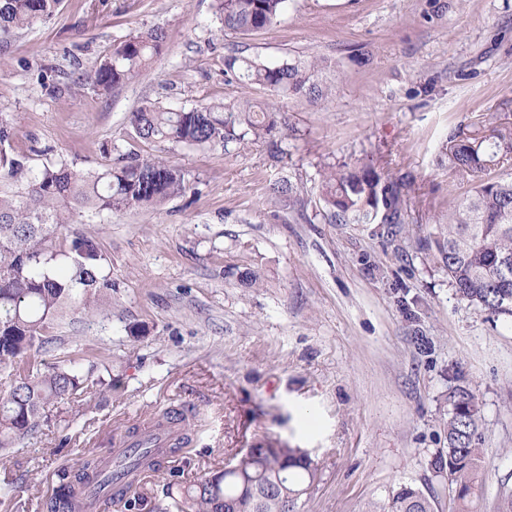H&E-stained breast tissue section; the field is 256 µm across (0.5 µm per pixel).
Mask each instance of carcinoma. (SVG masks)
I'll use <instances>...</instances> for the list:
<instances>
[{
  "label": "carcinoma",
  "instance_id": "cac0c4a2",
  "mask_svg": "<svg viewBox=\"0 0 512 512\" xmlns=\"http://www.w3.org/2000/svg\"><path fill=\"white\" fill-rule=\"evenodd\" d=\"M288 0H213L222 30L247 35L277 22ZM61 0H0V32L8 34L51 18ZM165 31L150 28L122 42L93 73L104 91L142 75L164 51ZM323 60L269 66L230 53L224 75L246 87L271 93L264 102L243 97L219 104L172 109L149 103L130 113L134 138L158 145L199 148L220 146L239 150L276 130L281 107L276 96L286 94L326 100L331 87L323 80ZM11 130L0 126V165L14 178L24 164L7 157L3 147ZM448 171L473 183L472 194L453 202L448 220L420 241V249L448 276L456 296L492 316L512 319V179L492 180L488 169L512 160V129L493 128L479 142L458 140L445 149ZM319 215L331 224H388L391 234L407 223L405 184L378 171L363 158L319 172ZM189 175L161 154L120 153L104 170L91 174L66 163L44 166L26 178L19 195L0 196V367L9 369L10 384L0 391V455L43 424L50 411L86 388L89 377L75 363L44 368L41 351L52 343L49 325L69 304L79 303L87 314L99 313L98 300L112 294V279L102 274L99 244L75 236L57 244L74 218L86 212H126L152 206L186 193ZM288 202L306 210L289 184L274 183L270 202ZM448 450L431 460L442 490L454 492L459 512L475 490L482 449L477 436L481 407L467 388L448 393ZM193 438L185 433L168 448L151 439L124 448L106 470L92 454L58 474L59 485L46 497V512H79L77 503L112 488L122 475L139 470L160 472L166 457L182 452ZM232 471H216L183 484L169 472L155 500V512H284L291 502L297 512L303 490L319 480L315 461L296 448H251ZM438 491H423L401 483L387 500L369 512H434Z\"/></svg>",
  "mask_w": 512,
  "mask_h": 512
}]
</instances>
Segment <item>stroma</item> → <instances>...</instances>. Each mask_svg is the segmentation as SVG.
Here are the masks:
<instances>
[{"mask_svg": "<svg viewBox=\"0 0 512 512\" xmlns=\"http://www.w3.org/2000/svg\"><path fill=\"white\" fill-rule=\"evenodd\" d=\"M156 26L167 49L148 71L109 92L85 80ZM231 50L270 66L324 57L333 96L281 99L272 141L245 151L168 147L193 188L161 210L70 224L100 243L112 305L94 316L68 307L41 358L74 361L98 382L0 460V512H44L59 469L88 449L109 460L117 428L171 405L200 418L192 453L166 462L184 480L246 448H307L320 479L299 512H368L398 483L434 482L456 386L483 416L470 510L498 512L512 495V321L459 300L418 241L469 188L448 172L449 141L512 127V0H288L277 23L247 36L219 31L212 0H62L52 18L0 38L7 153L34 173L156 153L129 138L145 102L267 99L225 77ZM358 156L406 183L408 233L309 223L269 203L270 183L311 198L321 167ZM90 351L104 367L91 369Z\"/></svg>", "mask_w": 512, "mask_h": 512, "instance_id": "stroma-1", "label": "stroma"}]
</instances>
